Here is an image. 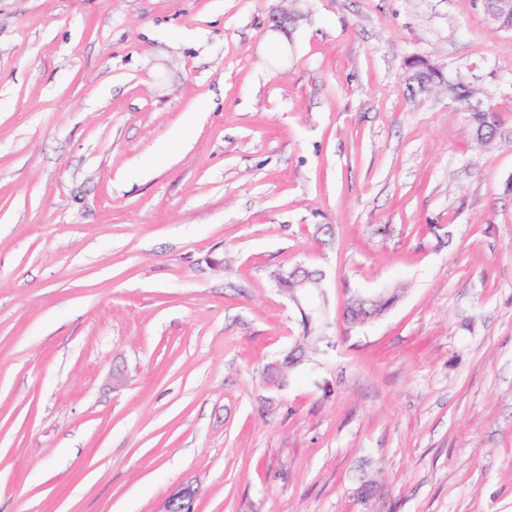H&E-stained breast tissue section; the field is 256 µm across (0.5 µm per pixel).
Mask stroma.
<instances>
[{"label": "stroma", "mask_w": 512, "mask_h": 512, "mask_svg": "<svg viewBox=\"0 0 512 512\" xmlns=\"http://www.w3.org/2000/svg\"><path fill=\"white\" fill-rule=\"evenodd\" d=\"M511 179L480 0H0V512H512ZM479 94L477 89L469 85L448 81L449 98L462 104L466 112H481L471 116L473 130L483 128L485 132L498 134L501 128L499 113L490 107H487V112H484V101ZM323 278L324 273L317 269L305 270L304 273L287 270L278 274V286L296 304L307 326H310L313 318L317 322L323 320L325 312V298L321 289Z\"/></svg>", "instance_id": "35a3bbf8"}]
</instances>
